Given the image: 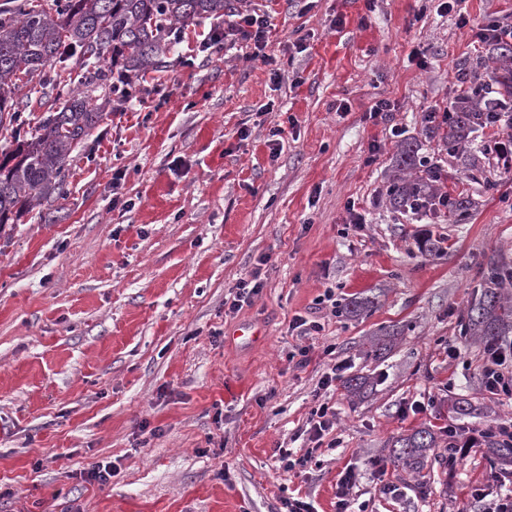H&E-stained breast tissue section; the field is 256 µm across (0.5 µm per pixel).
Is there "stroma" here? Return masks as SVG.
Masks as SVG:
<instances>
[{"label":"stroma","mask_w":512,"mask_h":512,"mask_svg":"<svg viewBox=\"0 0 512 512\" xmlns=\"http://www.w3.org/2000/svg\"><path fill=\"white\" fill-rule=\"evenodd\" d=\"M250 7L271 16L275 65L236 47L186 66L189 43L225 22L190 26L175 65L146 72L125 111L75 150L66 196L0 232V512H280L287 497L336 512L348 469L354 512H482L476 487L508 490L479 448L451 464L434 449L418 475L389 454L393 437L423 425L463 441L512 417L484 389L482 341L460 326L485 268L512 267V172L482 153L487 129L451 156L424 122L489 81L495 62L472 29L512 20V0H460L448 13L439 0ZM382 98L394 112L370 117ZM404 140L439 159L440 190L472 200L464 220L387 204ZM351 203L362 228L347 225ZM259 263L262 293L225 313ZM328 288L332 308L318 301ZM362 293L377 306L347 315ZM297 315L324 330L293 335ZM245 323L256 337H234ZM382 327L397 337L366 358ZM302 346L313 355L300 366ZM338 360L374 388L362 399L336 388L339 447L284 471L277 451L294 447ZM455 398L477 417L451 419ZM415 401L428 410L411 412ZM101 461L110 482H88Z\"/></svg>","instance_id":"1"}]
</instances>
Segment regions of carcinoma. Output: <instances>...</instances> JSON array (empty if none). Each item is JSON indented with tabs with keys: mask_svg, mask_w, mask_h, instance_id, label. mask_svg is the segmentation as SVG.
<instances>
[{
	"mask_svg": "<svg viewBox=\"0 0 512 512\" xmlns=\"http://www.w3.org/2000/svg\"><path fill=\"white\" fill-rule=\"evenodd\" d=\"M245 0H22L0 8V136L12 148L0 152V228L15 224L37 205L65 192L66 173L72 151L106 117L110 96L125 101L138 91L142 73L166 66L182 30L207 19H219L233 10L231 2ZM498 62L495 75L500 99L512 101V43L491 45ZM74 58L87 68L77 87L59 91L60 106L49 109L40 122L26 127L18 92L35 89L48 81L63 85L61 75L51 78L46 67L54 60ZM101 92L104 103H91ZM480 109L474 102H458L455 117L442 141L448 153L456 154L462 142L478 127ZM422 157L410 142L396 153L398 176L385 196L396 209L406 210L413 201L431 202L438 188L423 176ZM485 286L466 313L464 333L484 341L512 334V302L500 291L507 280V267L490 265ZM374 301L368 297L350 300V316L368 313ZM392 341L381 330L366 353L379 356ZM437 436L430 427H420L392 441L393 463L415 474L425 468ZM485 454L500 466L512 465V445L485 434Z\"/></svg>",
	"mask_w": 512,
	"mask_h": 512,
	"instance_id": "1",
	"label": "carcinoma"
}]
</instances>
